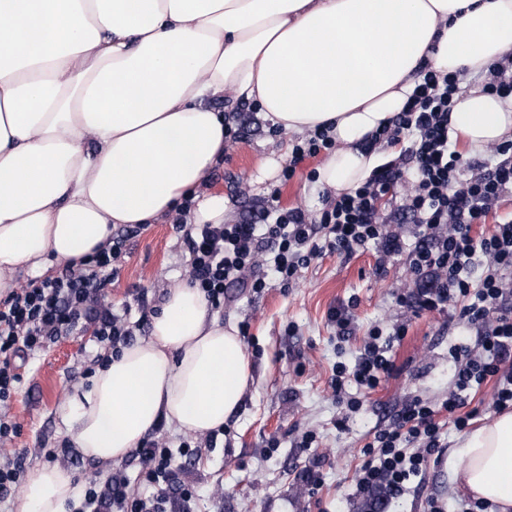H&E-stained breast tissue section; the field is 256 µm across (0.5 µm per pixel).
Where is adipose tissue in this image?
I'll return each mask as SVG.
<instances>
[{"label": "adipose tissue", "instance_id": "ef3b65f1", "mask_svg": "<svg viewBox=\"0 0 512 512\" xmlns=\"http://www.w3.org/2000/svg\"><path fill=\"white\" fill-rule=\"evenodd\" d=\"M512 52V0H0V294L171 213L224 153L225 89L284 130L332 128L320 181L342 193L379 163L360 145L400 112L422 64L470 73ZM450 126L471 149L512 138V100L473 88ZM252 364L197 289H172L149 337L65 406L106 468L159 421L204 434L239 410ZM456 478L512 512V412L450 452ZM83 488L33 470L15 512H65Z\"/></svg>", "mask_w": 512, "mask_h": 512}]
</instances>
